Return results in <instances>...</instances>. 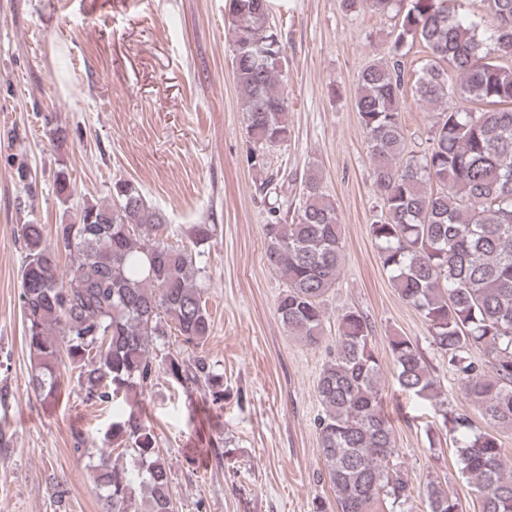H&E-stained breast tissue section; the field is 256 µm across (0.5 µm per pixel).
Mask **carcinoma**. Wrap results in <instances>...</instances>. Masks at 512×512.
Here are the masks:
<instances>
[{
    "label": "carcinoma",
    "instance_id": "carcinoma-1",
    "mask_svg": "<svg viewBox=\"0 0 512 512\" xmlns=\"http://www.w3.org/2000/svg\"><path fill=\"white\" fill-rule=\"evenodd\" d=\"M398 21L382 55L361 72L355 108L366 138L381 215L369 225L383 269L400 298L429 326L434 349L456 375L484 421L443 411L460 469L480 499V512H512V467L499 434L512 430V0H481L495 20L456 15L447 0H369ZM233 75L249 138L246 161L265 165V150L288 139V99L277 82L285 47L270 22L268 0H230ZM417 43L430 59L413 94L441 110L432 146L405 150L402 127L405 59ZM56 191L72 197L65 169ZM303 203L288 218L270 207L264 259L285 284L276 313L304 344L324 342V296L344 260L342 230L320 172L304 177ZM166 213L128 180L112 183L111 201L83 202L77 220L44 238L40 224L14 231L23 261L19 304L29 353V386L44 400L61 390V365L87 398L130 412L117 415L104 447L89 453L93 485L106 512H174L169 466L141 416L142 396L159 374L200 395L201 406L224 403V374L199 349L211 331L202 301L197 248L216 225L195 224L189 244L172 245ZM71 258L59 273V256ZM180 347L162 359L157 340ZM336 356L323 365L315 419L324 474L336 512H372L379 501L404 506L413 487L384 410V367L372 325L358 310L340 317ZM389 357L399 390L441 400L440 380L418 344L392 336ZM130 455L137 475L119 464ZM428 512H463L455 494L431 480Z\"/></svg>",
    "mask_w": 512,
    "mask_h": 512
}]
</instances>
